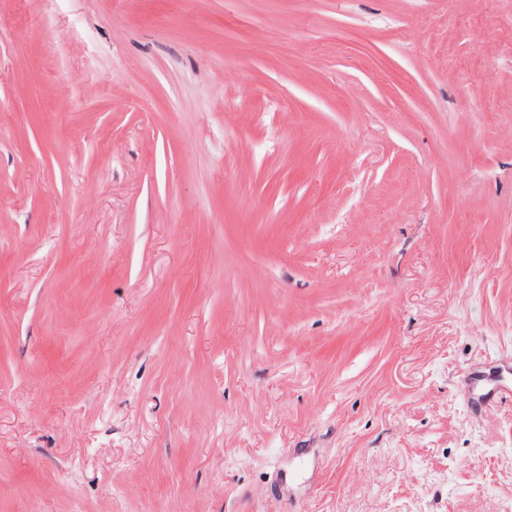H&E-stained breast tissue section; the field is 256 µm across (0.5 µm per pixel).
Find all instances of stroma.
<instances>
[{
  "label": "stroma",
  "mask_w": 512,
  "mask_h": 512,
  "mask_svg": "<svg viewBox=\"0 0 512 512\" xmlns=\"http://www.w3.org/2000/svg\"><path fill=\"white\" fill-rule=\"evenodd\" d=\"M512 0H0V512H512Z\"/></svg>",
  "instance_id": "35a3bbf8"
}]
</instances>
